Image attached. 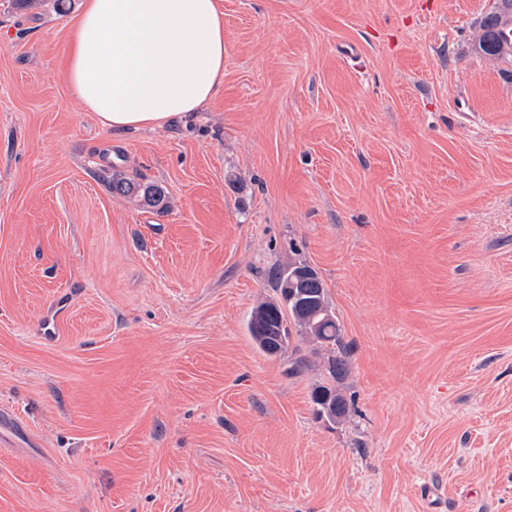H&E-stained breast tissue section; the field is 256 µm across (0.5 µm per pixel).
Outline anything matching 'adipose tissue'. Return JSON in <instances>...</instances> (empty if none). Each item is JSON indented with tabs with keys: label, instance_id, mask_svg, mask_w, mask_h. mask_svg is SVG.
Returning <instances> with one entry per match:
<instances>
[{
	"label": "adipose tissue",
	"instance_id": "ef3b65f1",
	"mask_svg": "<svg viewBox=\"0 0 512 512\" xmlns=\"http://www.w3.org/2000/svg\"><path fill=\"white\" fill-rule=\"evenodd\" d=\"M65 79L118 133L198 111L224 82L221 0H82Z\"/></svg>",
	"mask_w": 512,
	"mask_h": 512
}]
</instances>
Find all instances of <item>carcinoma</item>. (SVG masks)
Masks as SVG:
<instances>
[{"mask_svg":"<svg viewBox=\"0 0 512 512\" xmlns=\"http://www.w3.org/2000/svg\"><path fill=\"white\" fill-rule=\"evenodd\" d=\"M509 13L512 14V0L485 17L483 34L479 40V48L484 53L501 56L496 41L500 35L497 24L500 16ZM112 190L135 196L145 206L159 212L168 206L166 190L159 185L142 186L125 178H114ZM295 271L305 272L296 296L286 287L287 276ZM270 277L277 297L263 301L254 308L248 323L250 336L256 347L269 356H275L285 348L293 331L299 340L328 350L330 356L327 358V371L333 383L315 386L311 390L310 399L317 418L340 424L349 414L339 384L348 373L351 348L344 339L338 317L329 306L324 283L314 269L296 263L274 268Z\"/></svg>","mask_w":512,"mask_h":512,"instance_id":"cac0c4a2","label":"carcinoma"}]
</instances>
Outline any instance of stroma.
<instances>
[{"mask_svg": "<svg viewBox=\"0 0 512 512\" xmlns=\"http://www.w3.org/2000/svg\"><path fill=\"white\" fill-rule=\"evenodd\" d=\"M80 3L0 0V512H512L492 0H222L214 100L121 134L64 81ZM291 261L352 345L339 425L328 351L248 331ZM112 191L136 196L145 206L158 212H163L168 206L166 190L159 185L142 186L125 178H113Z\"/></svg>", "mask_w": 512, "mask_h": 512, "instance_id": "1", "label": "stroma"}]
</instances>
